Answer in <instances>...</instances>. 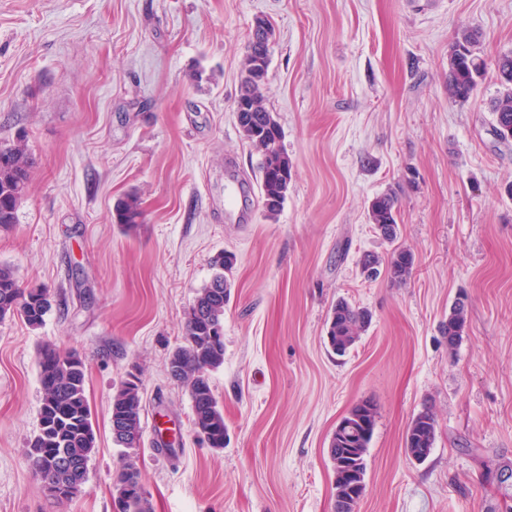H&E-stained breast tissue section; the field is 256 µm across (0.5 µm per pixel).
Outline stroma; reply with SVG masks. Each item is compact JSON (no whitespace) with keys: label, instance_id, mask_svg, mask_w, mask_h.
Segmentation results:
<instances>
[{"label":"stroma","instance_id":"35a3bbf8","mask_svg":"<svg viewBox=\"0 0 512 512\" xmlns=\"http://www.w3.org/2000/svg\"><path fill=\"white\" fill-rule=\"evenodd\" d=\"M275 37L264 103L291 160L275 220L244 195L224 213L227 158L258 182L234 100L255 18ZM482 34L488 69L449 98L448 51ZM512 50V0H0V144L24 138L26 198L0 228V265L45 287L41 326L0 321V512H116L112 474L137 459L154 512H334L328 448L358 401L377 407L366 492L356 512H512L497 485L512 462V145L493 135L494 63ZM398 191L399 235L368 219ZM138 193L131 232L114 207ZM409 249L407 283L369 278L360 258ZM233 252L220 450L198 439L188 391L167 374L185 313ZM456 347L441 325L459 296ZM368 309L337 356V300ZM80 354L96 447L83 494L48 498L26 456L39 429L37 355ZM142 380L138 448L117 446L112 397ZM433 406L428 459L407 456L412 418ZM176 433L175 454L157 442Z\"/></svg>","mask_w":512,"mask_h":512}]
</instances>
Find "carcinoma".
Here are the masks:
<instances>
[{"instance_id": "obj_1", "label": "carcinoma", "mask_w": 512, "mask_h": 512, "mask_svg": "<svg viewBox=\"0 0 512 512\" xmlns=\"http://www.w3.org/2000/svg\"><path fill=\"white\" fill-rule=\"evenodd\" d=\"M478 37L469 30L457 33L448 54V97L457 101L470 99L479 81L484 77L485 63L476 55ZM252 57L246 56L237 100L254 107L249 120L238 121L244 140L258 153V171L262 200L275 205L264 208V217L273 220L280 212L292 180V166L283 145L281 127L274 113L264 104L263 84L249 76L253 70ZM496 72L502 91L491 105L494 116L493 132L503 144L512 142V50L496 60ZM31 158L20 142L0 146V228L16 222V213L24 199L29 182ZM398 195L389 190L374 197L368 206L369 222L388 242L398 237ZM115 223L128 232L143 219V209L137 194L121 199L115 208ZM236 263L234 254L224 251L212 259L216 272L211 281L197 292L193 304L185 313L183 343L169 356V365L177 368V383L184 386L192 402V423L195 432L208 433L210 447L224 448V410L211 385V372L224 364V292L231 291L229 274ZM412 254L399 247L387 260L388 277L398 283L406 282L413 270ZM50 307L45 288H23L13 270L0 266V319L21 317L29 326L42 325ZM465 302L454 303L448 319L442 322L441 333L454 347L467 324ZM372 321L371 313L344 299L336 302L326 323L329 346L339 355L346 354L360 340ZM40 381L43 389L40 426L31 439L27 458L32 472L42 487H52L49 497L59 504L69 503L83 493L88 480V463L95 449V431L91 409L85 394V364L73 351H61L44 346L38 352ZM143 411L140 379L126 378L112 398L111 419L123 423L124 432L118 445L139 447L141 414ZM376 406L357 402L344 419L362 424L352 438L332 439L329 452L356 453L361 468H367L366 456L376 425ZM436 416L429 407L422 408L410 422L405 447L431 448L436 438ZM70 463L59 469V458ZM113 485L126 492V497L115 501L117 512H152L146 494L127 489L141 483L136 461L127 457L113 473Z\"/></svg>"}]
</instances>
